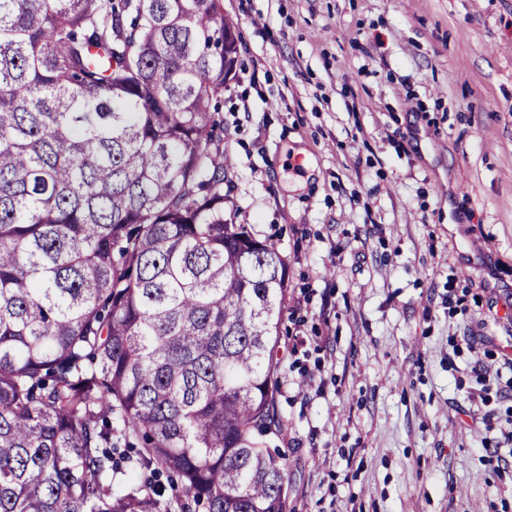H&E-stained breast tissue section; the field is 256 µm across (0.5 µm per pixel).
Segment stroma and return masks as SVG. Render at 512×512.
<instances>
[{"mask_svg": "<svg viewBox=\"0 0 512 512\" xmlns=\"http://www.w3.org/2000/svg\"><path fill=\"white\" fill-rule=\"evenodd\" d=\"M224 14V209L288 265V512H512V0Z\"/></svg>", "mask_w": 512, "mask_h": 512, "instance_id": "35a3bbf8", "label": "stroma"}]
</instances>
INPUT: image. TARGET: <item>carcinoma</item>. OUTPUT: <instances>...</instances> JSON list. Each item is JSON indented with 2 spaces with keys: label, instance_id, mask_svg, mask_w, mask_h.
Masks as SVG:
<instances>
[{
  "label": "carcinoma",
  "instance_id": "carcinoma-1",
  "mask_svg": "<svg viewBox=\"0 0 512 512\" xmlns=\"http://www.w3.org/2000/svg\"><path fill=\"white\" fill-rule=\"evenodd\" d=\"M239 63L223 0H0V512H288Z\"/></svg>",
  "mask_w": 512,
  "mask_h": 512
}]
</instances>
